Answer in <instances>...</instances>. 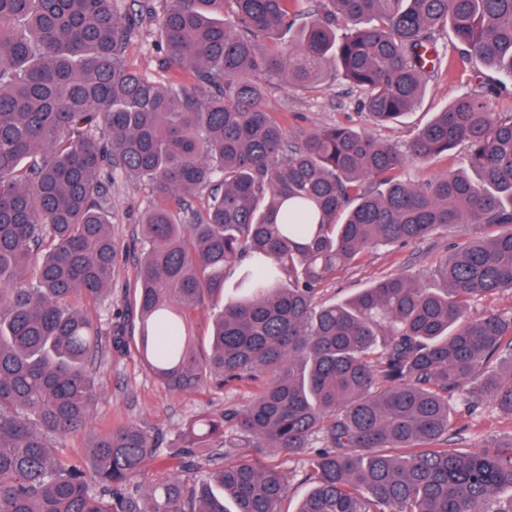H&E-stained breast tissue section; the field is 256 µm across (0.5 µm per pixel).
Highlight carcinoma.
<instances>
[{
  "instance_id": "obj_1",
  "label": "carcinoma",
  "mask_w": 512,
  "mask_h": 512,
  "mask_svg": "<svg viewBox=\"0 0 512 512\" xmlns=\"http://www.w3.org/2000/svg\"><path fill=\"white\" fill-rule=\"evenodd\" d=\"M152 11L0 0V512H280L288 472L225 448L304 460L298 512H512V441L448 447L454 397L512 417V314H470L512 292V107L496 88L466 91L401 147L344 126L290 139L266 103L271 80L342 78L380 126L420 103L451 53L512 80V0H165L162 80L125 57ZM460 147L470 172L403 176ZM117 179L157 203L110 346L135 340L173 392L251 387L246 406L182 429L147 486L159 438L138 425L96 436L84 459L53 452L97 396L90 312L119 255ZM460 224L483 233L440 259L442 287L395 274L316 303L364 253ZM207 304L201 356L184 337ZM206 463L189 490L180 472Z\"/></svg>"
}]
</instances>
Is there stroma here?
Segmentation results:
<instances>
[{
	"mask_svg": "<svg viewBox=\"0 0 512 512\" xmlns=\"http://www.w3.org/2000/svg\"><path fill=\"white\" fill-rule=\"evenodd\" d=\"M128 65L151 78L168 74L163 50L155 44L150 24H142L126 53ZM504 76L490 68L473 74L471 68L456 69L451 75L430 80L420 104L402 121L374 129L375 135L397 144L408 141L425 125L433 113L441 110L460 93L477 88L479 83H504ZM271 104L288 114V132L297 134L323 126L365 127L369 125L362 110L358 92L342 82L318 88L301 89L272 81L267 85ZM112 236L121 247L112 275V294L102 311V320L121 312L132 293L135 257L143 248L139 219L143 209L153 200L147 187H134L116 181L110 189ZM476 225L453 228L404 247L378 249L358 263L345 267L336 277L321 286L320 302L341 301L378 281L392 270L405 267L418 273L424 283H431L437 260L457 244L475 234ZM97 396L84 434L62 440L60 454L73 458L87 454L89 441L115 426L134 422L164 439L173 440L178 431L202 412L218 414L230 405L242 406L250 400L246 386L216 390L207 386L189 393L169 391L152 375L136 353L120 355L104 352L93 370ZM451 445L472 449L491 437L512 435V419L502 416L491 404H484L475 414L460 413L453 427Z\"/></svg>",
	"mask_w": 512,
	"mask_h": 512,
	"instance_id": "stroma-1",
	"label": "stroma"
}]
</instances>
